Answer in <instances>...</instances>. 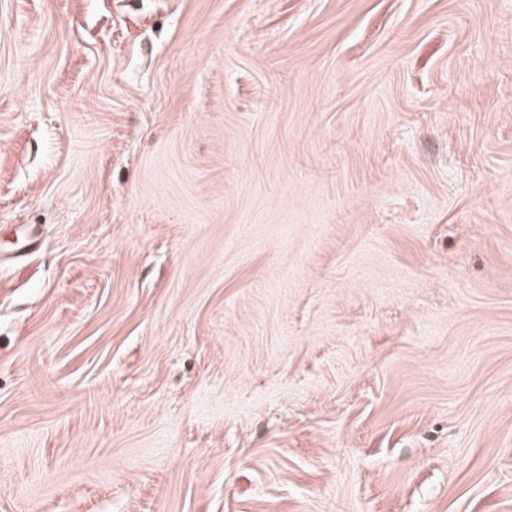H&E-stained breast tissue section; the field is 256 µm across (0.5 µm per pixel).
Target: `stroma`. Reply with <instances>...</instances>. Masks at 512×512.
Here are the masks:
<instances>
[{
    "label": "stroma",
    "instance_id": "stroma-1",
    "mask_svg": "<svg viewBox=\"0 0 512 512\" xmlns=\"http://www.w3.org/2000/svg\"><path fill=\"white\" fill-rule=\"evenodd\" d=\"M0 512H512V0H0Z\"/></svg>",
    "mask_w": 512,
    "mask_h": 512
}]
</instances>
